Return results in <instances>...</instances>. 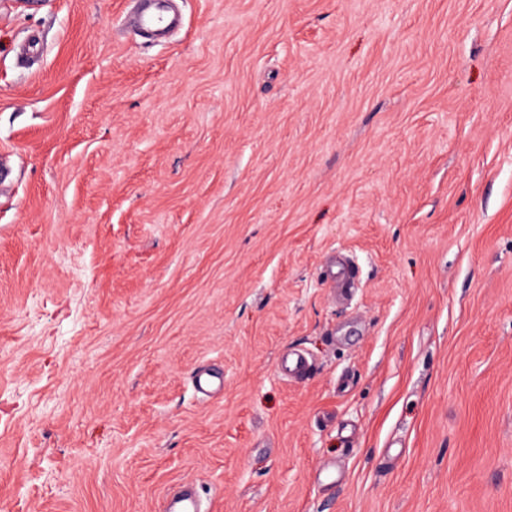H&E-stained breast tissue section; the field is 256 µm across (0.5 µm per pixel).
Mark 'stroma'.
Instances as JSON below:
<instances>
[{"label": "stroma", "mask_w": 512, "mask_h": 512, "mask_svg": "<svg viewBox=\"0 0 512 512\" xmlns=\"http://www.w3.org/2000/svg\"><path fill=\"white\" fill-rule=\"evenodd\" d=\"M177 7L0 0V512H512V0ZM141 4L139 13V26L154 31H164L170 24L171 20L167 14L164 4L156 0H147ZM192 382L195 391L206 397L219 396L224 391V374L209 367L200 368ZM199 500L195 491L174 488L164 500L163 512H198Z\"/></svg>", "instance_id": "35a3bbf8"}]
</instances>
